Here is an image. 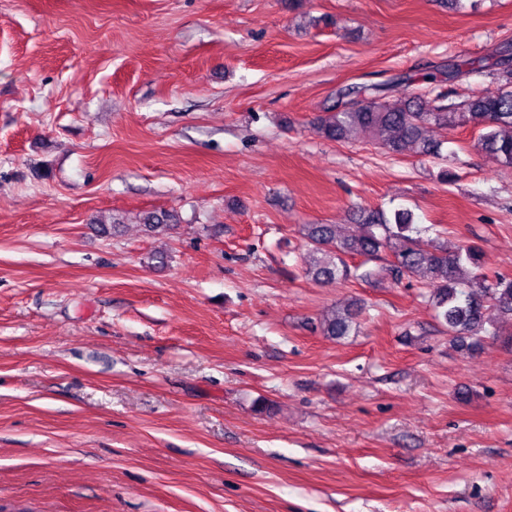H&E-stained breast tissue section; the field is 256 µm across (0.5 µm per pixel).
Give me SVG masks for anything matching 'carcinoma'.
Returning <instances> with one entry per match:
<instances>
[{
    "mask_svg": "<svg viewBox=\"0 0 512 512\" xmlns=\"http://www.w3.org/2000/svg\"><path fill=\"white\" fill-rule=\"evenodd\" d=\"M444 98L439 94L427 100L417 94L397 101L371 96L339 102L333 111L315 118L314 129L330 141H345L360 132L374 137L390 153L411 145L423 156L441 159V144L425 136L428 127L472 121L487 128L478 139L481 150L512 169V88L507 86L491 96H472L458 104L445 105ZM168 220L165 213H150L144 224L149 232L159 233L170 229ZM358 221L361 232L343 237L336 235L333 224L304 225L309 275L334 284L352 276L346 258L359 256L367 262L388 251L392 260L387 276L395 281L404 276L425 281L438 319L456 341L469 339V347L476 348L482 337L498 335L500 317H512V279L488 276L477 247L461 245L453 252L436 244L428 250L417 247L415 235L420 228L406 210L395 211L392 219L382 210H365ZM360 309L356 302L340 311L331 309L321 322L323 334L348 335Z\"/></svg>",
    "mask_w": 512,
    "mask_h": 512,
    "instance_id": "carcinoma-1",
    "label": "carcinoma"
}]
</instances>
